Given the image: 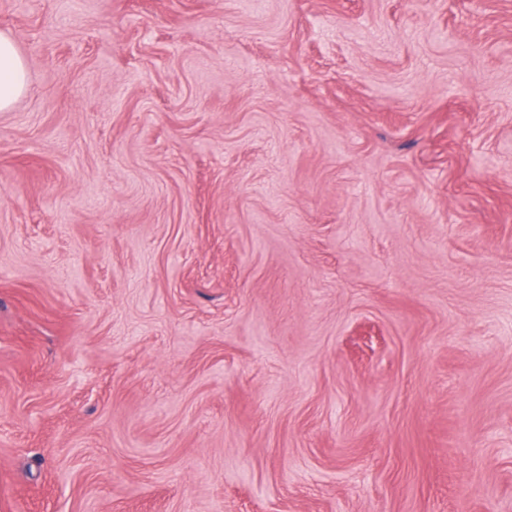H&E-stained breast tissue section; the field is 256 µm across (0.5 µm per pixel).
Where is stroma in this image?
Instances as JSON below:
<instances>
[{"instance_id":"35a3bbf8","label":"stroma","mask_w":512,"mask_h":512,"mask_svg":"<svg viewBox=\"0 0 512 512\" xmlns=\"http://www.w3.org/2000/svg\"><path fill=\"white\" fill-rule=\"evenodd\" d=\"M0 35V512H512V0ZM27 86V68L14 44L0 37V112L9 110Z\"/></svg>"}]
</instances>
